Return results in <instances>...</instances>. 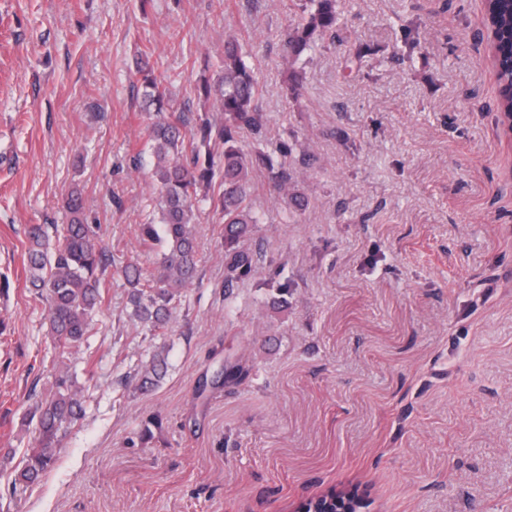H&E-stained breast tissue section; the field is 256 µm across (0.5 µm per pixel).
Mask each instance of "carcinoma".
<instances>
[{"label": "carcinoma", "instance_id": "obj_1", "mask_svg": "<svg viewBox=\"0 0 512 512\" xmlns=\"http://www.w3.org/2000/svg\"><path fill=\"white\" fill-rule=\"evenodd\" d=\"M299 17L285 29L280 40L288 65V83L294 94L303 87V75L295 62L314 48L316 39L336 34V0H298ZM495 28V55L502 67L499 79V112L512 113V0L490 2ZM144 102L156 120L149 138L152 176L158 189L157 203L148 221L138 225L141 241L156 249L155 272L141 283L140 271L128 266L123 275L131 290V317L151 331L170 323L172 310L198 271L194 224L202 204L220 211L224 218V281L231 286L251 271V255L239 248L241 239L259 222L252 203V173L264 168L275 181L282 198L288 195L291 174L275 170L273 158L264 151L246 153L241 133L258 134L263 117L258 105V80L235 37L224 42V56L211 77H202L199 89L213 95L224 120L205 112L191 119L170 104L166 87L150 70H142ZM219 185L218 196L207 189ZM70 214L67 224H33L29 229L27 281L48 305V330L59 357L76 354L88 342L91 327L102 304V288L112 266V255L100 234V225L85 222L81 194L71 191L65 199ZM166 359L160 353L140 369L143 386L163 379ZM248 374L241 364L224 366L216 383L238 384ZM77 375L65 366L54 375L50 401L36 408L29 421L36 422L39 447L26 449L21 467L11 480L12 492H26L39 484L57 460L58 445L80 419ZM313 512H340L336 490L330 489L307 501Z\"/></svg>", "mask_w": 512, "mask_h": 512}]
</instances>
